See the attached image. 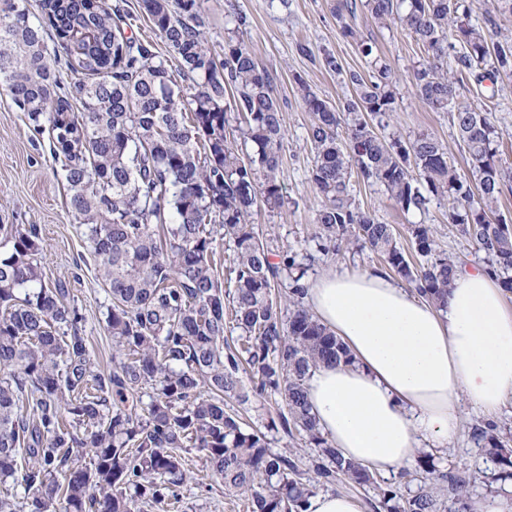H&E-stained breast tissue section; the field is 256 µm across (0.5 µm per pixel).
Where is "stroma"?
Returning a JSON list of instances; mask_svg holds the SVG:
<instances>
[{
    "instance_id": "35a3bbf8",
    "label": "stroma",
    "mask_w": 512,
    "mask_h": 512,
    "mask_svg": "<svg viewBox=\"0 0 512 512\" xmlns=\"http://www.w3.org/2000/svg\"><path fill=\"white\" fill-rule=\"evenodd\" d=\"M132 17L133 31L151 41L164 59L172 78L180 76V61L155 31L142 0H124ZM333 0H202V30L209 47L222 54L228 33V14L246 15L250 25L244 35L260 67L276 72L274 95L279 102L286 129L280 180L289 197L288 204L274 213L256 217L261 240L273 252L309 248L317 231L315 213L320 205L309 179L313 152L309 138L311 116L298 95L296 79H303L331 107H340L351 89L311 54L330 52L339 55L345 68L366 71L365 60L356 45L345 39L332 13ZM354 23L363 37L369 38L392 65L399 77L397 108L389 119V131L411 138L429 132L448 148L458 168H465V152L460 145L451 116L433 112L415 98L409 75L425 56L419 45L405 32L376 27L367 11L356 14ZM462 97L472 106L492 113L503 131L501 157L512 162V75L499 76L496 82L468 83ZM48 134L37 133L32 124L12 103L8 91L0 86V224H34L40 229L42 257L51 281L62 282L67 300L79 307L85 317L88 347L96 365L108 368L114 353L106 330L105 314L112 304L108 285L102 280L90 256L87 240L67 206L66 190L60 177V160L55 159ZM352 193L359 205L386 224L393 225L397 242L408 247L407 228L427 224L434 230L440 250L467 266L479 265L483 256L471 241L448 221L446 204L431 202L426 211H403L382 194L378 186L353 181ZM281 401L254 396L240 406L247 428L266 430L272 451L291 447L302 458L315 449L301 436L289 437L270 430L269 424L282 410ZM480 413L464 409L461 430L448 447L433 449L439 468L455 464L460 469L480 472L481 478L471 497L480 500L502 492L504 483L483 448L475 444L471 432L481 423ZM190 481L184 490L182 512H248L246 501L225 494L220 481L211 479L198 456H190Z\"/></svg>"
}]
</instances>
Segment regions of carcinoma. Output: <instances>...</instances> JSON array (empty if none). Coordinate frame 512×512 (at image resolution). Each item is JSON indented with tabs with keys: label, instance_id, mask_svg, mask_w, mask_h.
I'll return each mask as SVG.
<instances>
[{
	"label": "carcinoma",
	"instance_id": "obj_1",
	"mask_svg": "<svg viewBox=\"0 0 512 512\" xmlns=\"http://www.w3.org/2000/svg\"><path fill=\"white\" fill-rule=\"evenodd\" d=\"M160 37L180 59L185 95L150 41L125 35L120 4L91 0H0V83L17 109L48 124L53 153L63 157L68 204L110 285L106 328L120 359L96 368L78 306L51 284L36 225L0 224L10 244L0 252V479L20 475L27 512H167L187 485L182 453L196 450L224 491L250 512H303L316 486L303 480L294 449L274 453L259 430H242L224 398L279 395L287 436L317 448L309 466L322 486L373 490L379 512H461L476 476L425 454L428 482L406 498L345 460L318 427L305 391L322 365L352 363L346 346L303 305L300 284L314 265L309 252L285 250L272 262L252 217L285 204L278 179L286 133L274 96L276 74L259 67L240 37L247 17L234 14L216 60L201 30V0H143ZM365 9L379 27L406 32L427 56L413 69L415 98L449 112L466 153L462 174L435 135L404 140L376 132L396 109L398 78L353 19ZM512 0H491L485 25L470 23L464 0H335L344 38L357 44L370 71L347 70L326 53L323 65L350 85L337 110L296 78L311 114L310 180L321 197L316 246L328 254L356 246L380 255L418 294L445 307L455 261L438 250L432 228H408L419 261L398 245L394 228L362 209L357 177L380 187L405 211L448 202V222L484 255L489 272L512 291V224L499 208L512 191V164L499 155L503 131L492 113L460 99L466 82L512 74V30L497 17ZM57 49L49 50L48 41ZM88 79L75 83L82 111L60 86V62ZM251 145L243 156L238 143ZM233 244L234 286L222 287L217 235ZM288 283L283 302L272 289ZM235 343L225 337L226 310ZM251 387H246L244 380ZM152 389L140 417L142 390ZM502 480L512 479V431L495 423L473 429ZM91 452L79 464V450Z\"/></svg>",
	"mask_w": 512,
	"mask_h": 512
}]
</instances>
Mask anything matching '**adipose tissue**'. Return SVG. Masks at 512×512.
Returning <instances> with one entry per match:
<instances>
[{"label":"adipose tissue","instance_id":"ef3b65f1","mask_svg":"<svg viewBox=\"0 0 512 512\" xmlns=\"http://www.w3.org/2000/svg\"><path fill=\"white\" fill-rule=\"evenodd\" d=\"M307 302L353 357L307 379L311 411L371 472L395 476L421 445L446 447L462 405L493 416L512 397V307L482 269H458L441 310L374 270L329 272Z\"/></svg>","mask_w":512,"mask_h":512}]
</instances>
